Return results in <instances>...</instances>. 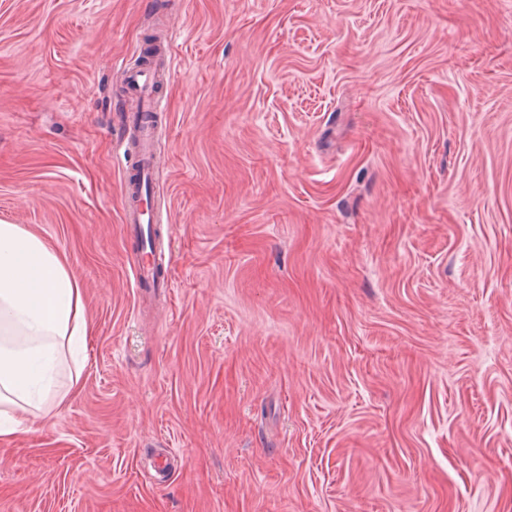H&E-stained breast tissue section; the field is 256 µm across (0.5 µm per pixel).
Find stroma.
<instances>
[{"instance_id": "1", "label": "stroma", "mask_w": 512, "mask_h": 512, "mask_svg": "<svg viewBox=\"0 0 512 512\" xmlns=\"http://www.w3.org/2000/svg\"><path fill=\"white\" fill-rule=\"evenodd\" d=\"M150 36L157 295L115 159ZM2 219L93 331L0 512H512V0H0ZM140 254V262L133 269V279L135 288H168L169 282L165 276H158L157 278L152 273L154 260H146L145 256Z\"/></svg>"}]
</instances>
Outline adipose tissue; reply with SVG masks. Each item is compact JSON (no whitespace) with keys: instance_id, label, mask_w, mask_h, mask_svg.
I'll list each match as a JSON object with an SVG mask.
<instances>
[{"instance_id":"obj_1","label":"adipose tissue","mask_w":512,"mask_h":512,"mask_svg":"<svg viewBox=\"0 0 512 512\" xmlns=\"http://www.w3.org/2000/svg\"><path fill=\"white\" fill-rule=\"evenodd\" d=\"M92 331L82 288L67 258L22 224L0 221V436L16 433L22 413L49 416L76 391L55 377Z\"/></svg>"}]
</instances>
